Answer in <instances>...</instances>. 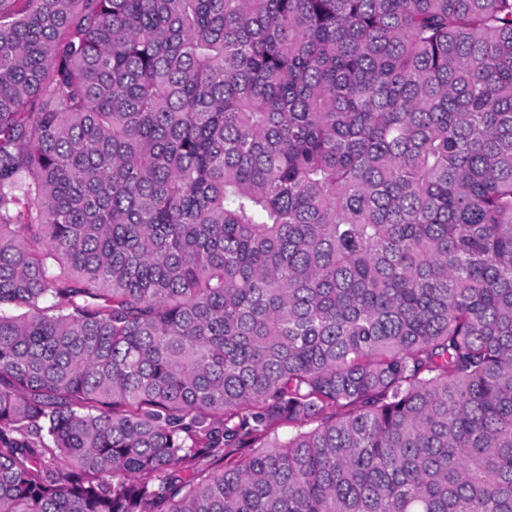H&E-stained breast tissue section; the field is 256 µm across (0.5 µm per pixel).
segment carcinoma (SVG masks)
<instances>
[{
    "instance_id": "1",
    "label": "carcinoma",
    "mask_w": 512,
    "mask_h": 512,
    "mask_svg": "<svg viewBox=\"0 0 512 512\" xmlns=\"http://www.w3.org/2000/svg\"><path fill=\"white\" fill-rule=\"evenodd\" d=\"M0 512H512V0H0Z\"/></svg>"
}]
</instances>
